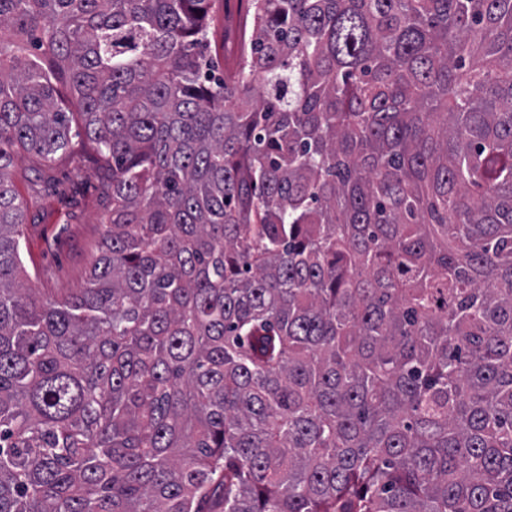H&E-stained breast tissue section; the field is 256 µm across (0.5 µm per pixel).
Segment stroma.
I'll return each instance as SVG.
<instances>
[{
  "mask_svg": "<svg viewBox=\"0 0 512 512\" xmlns=\"http://www.w3.org/2000/svg\"><path fill=\"white\" fill-rule=\"evenodd\" d=\"M13 177L27 210L23 254L33 287L59 294L82 287L98 255L106 202L88 156L49 168L16 158Z\"/></svg>",
  "mask_w": 512,
  "mask_h": 512,
  "instance_id": "35a3bbf8",
  "label": "stroma"
}]
</instances>
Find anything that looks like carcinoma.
Segmentation results:
<instances>
[{"instance_id":"obj_1","label":"carcinoma","mask_w":512,"mask_h":512,"mask_svg":"<svg viewBox=\"0 0 512 512\" xmlns=\"http://www.w3.org/2000/svg\"><path fill=\"white\" fill-rule=\"evenodd\" d=\"M211 8L0 0V512H512V0H248L219 75ZM12 174L27 206L21 242L33 287L49 294L81 288L98 256L107 205L98 165L78 155L36 169L22 156Z\"/></svg>"}]
</instances>
